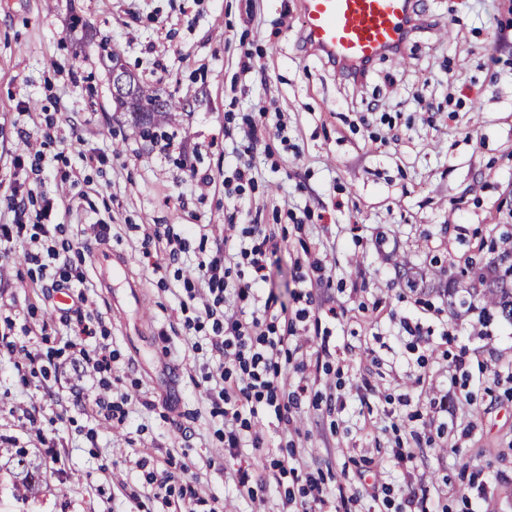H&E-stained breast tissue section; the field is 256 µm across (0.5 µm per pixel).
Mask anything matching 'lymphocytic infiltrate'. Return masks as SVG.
Here are the masks:
<instances>
[{"label": "lymphocytic infiltrate", "instance_id": "obj_1", "mask_svg": "<svg viewBox=\"0 0 512 512\" xmlns=\"http://www.w3.org/2000/svg\"><path fill=\"white\" fill-rule=\"evenodd\" d=\"M35 194V188L31 187L8 199L7 206L15 221L0 224V243L21 242L29 261L36 266L39 280H51L56 289H76L78 300H85L87 277L71 261L73 243L61 237V225L40 224L35 232L27 230L24 218ZM242 235L245 242L237 252L219 251L199 259L196 278L184 282L186 297L181 302L182 309L189 314L188 328L211 329V345L223 358L219 377L207 394L224 404V445L232 451L257 448L262 443L253 431L251 418L244 415L247 403L273 406L281 422L292 423V411L299 408L300 395L295 392L286 402H279L280 380L287 371L299 374L307 369L302 360L290 366L282 362L291 342L283 327L288 320L287 310H274L269 303L262 310L249 313L242 308L244 302L257 300L265 288L266 246L270 240L262 224L248 225ZM68 348L72 369L95 379L98 386L97 392L90 396L82 385L72 386L76 401L90 402L97 417L124 425L127 414L122 405L114 402L112 384L104 378L112 370L114 355L110 348L101 345L90 350L80 340L69 342Z\"/></svg>", "mask_w": 512, "mask_h": 512}]
</instances>
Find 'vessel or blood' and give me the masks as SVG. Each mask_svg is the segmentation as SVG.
I'll list each match as a JSON object with an SVG mask.
<instances>
[{"mask_svg": "<svg viewBox=\"0 0 512 512\" xmlns=\"http://www.w3.org/2000/svg\"><path fill=\"white\" fill-rule=\"evenodd\" d=\"M300 11L313 48L355 67L402 44L411 0H300Z\"/></svg>", "mask_w": 512, "mask_h": 512, "instance_id": "1", "label": "vessel or blood"}]
</instances>
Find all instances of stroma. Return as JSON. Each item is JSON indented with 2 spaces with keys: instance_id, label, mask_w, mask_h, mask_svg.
I'll use <instances>...</instances> for the list:
<instances>
[{
  "instance_id": "stroma-1",
  "label": "stroma",
  "mask_w": 512,
  "mask_h": 512,
  "mask_svg": "<svg viewBox=\"0 0 512 512\" xmlns=\"http://www.w3.org/2000/svg\"><path fill=\"white\" fill-rule=\"evenodd\" d=\"M424 10L412 48L354 85L304 44L297 0H0V224L13 223L6 201L32 183L28 156L42 151L41 190L71 207L73 260L91 283L81 313L61 317L12 245L0 333L8 317L30 325L25 342L42 358L77 339L80 315L101 319L105 335L85 345L114 350L112 395L128 397L125 426H110L0 346V512H164L145 477L171 461L187 464L197 512H283L284 490L310 476L325 501L309 512H399L411 493L430 512H512V322L483 298L512 254V0ZM116 63L181 102L166 148L116 104ZM373 99L381 107L367 111ZM262 110L280 113L286 137L251 152L259 176L239 212L224 176L248 150L241 117ZM81 224L111 230L99 243L78 237ZM158 224L204 235L169 264L165 241L142 254ZM231 224L270 225L266 292L289 313L309 309L293 327L304 352L330 350L305 377H284L283 393L306 387L291 426L265 408L254 421L264 450L234 455L205 395L219 355L180 308L202 254L238 248ZM101 247L120 255L118 275ZM316 258L326 272L309 291L301 278ZM463 296L471 309L456 306ZM409 319L426 341L407 335ZM401 445L415 454L399 463ZM19 448L41 471L29 498L10 463ZM286 454L301 466L282 492L238 485V469L265 475Z\"/></svg>"
}]
</instances>
